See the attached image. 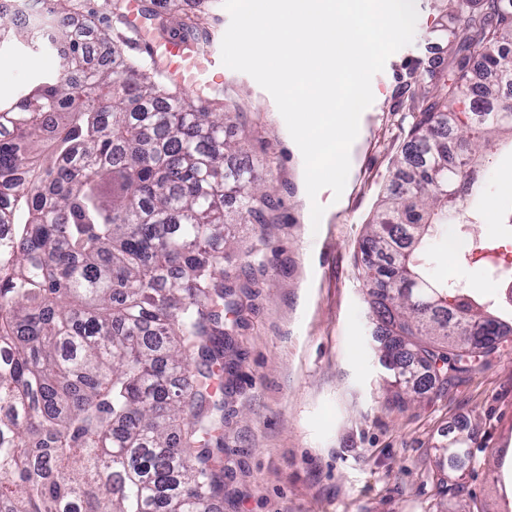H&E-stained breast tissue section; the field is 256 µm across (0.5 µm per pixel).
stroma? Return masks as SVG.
I'll return each instance as SVG.
<instances>
[{
  "mask_svg": "<svg viewBox=\"0 0 512 512\" xmlns=\"http://www.w3.org/2000/svg\"><path fill=\"white\" fill-rule=\"evenodd\" d=\"M414 40L372 79L356 171L340 208L312 229L304 161L273 97L249 75L225 70L200 104L232 103V138H245L241 165L263 160L276 223L235 228L224 276L234 282L227 329L221 434L224 501L219 512H512V340L450 383L423 369L414 400L389 403L392 371L381 360L388 336L372 321L361 269L365 226L394 177L431 76L454 72L464 22L448 0H415ZM60 69L56 53L0 49V98ZM512 182V147L488 154L472 243L512 244V230L487 208ZM431 273L488 283L479 266L448 260V238L430 243ZM471 435L464 495L438 492L437 462Z\"/></svg>",
  "mask_w": 512,
  "mask_h": 512,
  "instance_id": "35a3bbf8",
  "label": "stroma"
}]
</instances>
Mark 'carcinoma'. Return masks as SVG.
<instances>
[{
    "label": "carcinoma",
    "mask_w": 512,
    "mask_h": 512,
    "mask_svg": "<svg viewBox=\"0 0 512 512\" xmlns=\"http://www.w3.org/2000/svg\"><path fill=\"white\" fill-rule=\"evenodd\" d=\"M184 0H150L163 20ZM467 35L452 83L426 96L394 184L361 246L372 313L448 381L508 332L495 302L433 283L428 240L458 213L470 160L512 136V7L452 0ZM111 46L89 66L91 39ZM109 15L24 28L0 7V47L64 48L62 71L0 102V512H215L223 442L212 401L224 370L218 312L231 225L274 223L254 170L231 163V112L195 106L154 62L130 60ZM477 93L460 108L462 90ZM399 384L422 378L399 361ZM470 437L439 463L466 467Z\"/></svg>",
    "instance_id": "carcinoma-1"
}]
</instances>
